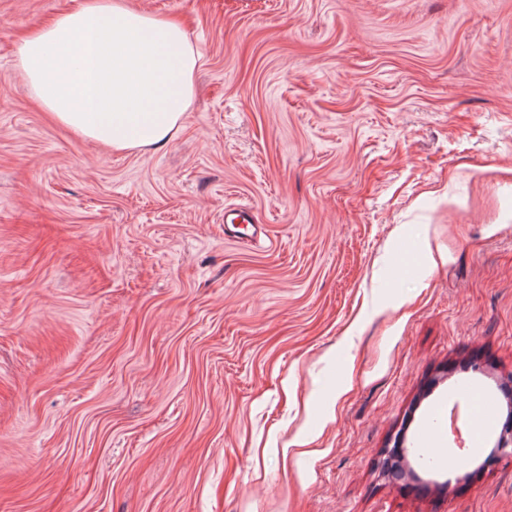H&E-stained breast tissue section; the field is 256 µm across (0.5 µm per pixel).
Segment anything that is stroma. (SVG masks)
<instances>
[{
	"instance_id": "35a3bbf8",
	"label": "stroma",
	"mask_w": 512,
	"mask_h": 512,
	"mask_svg": "<svg viewBox=\"0 0 512 512\" xmlns=\"http://www.w3.org/2000/svg\"><path fill=\"white\" fill-rule=\"evenodd\" d=\"M78 2L0 0V512H512V0H127L200 63L131 153L16 69Z\"/></svg>"
}]
</instances>
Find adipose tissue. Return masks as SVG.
<instances>
[{
  "label": "adipose tissue",
  "mask_w": 512,
  "mask_h": 512,
  "mask_svg": "<svg viewBox=\"0 0 512 512\" xmlns=\"http://www.w3.org/2000/svg\"><path fill=\"white\" fill-rule=\"evenodd\" d=\"M16 57L58 123L113 150L165 145L194 96L184 25L124 0H81L22 38Z\"/></svg>",
  "instance_id": "1"
}]
</instances>
